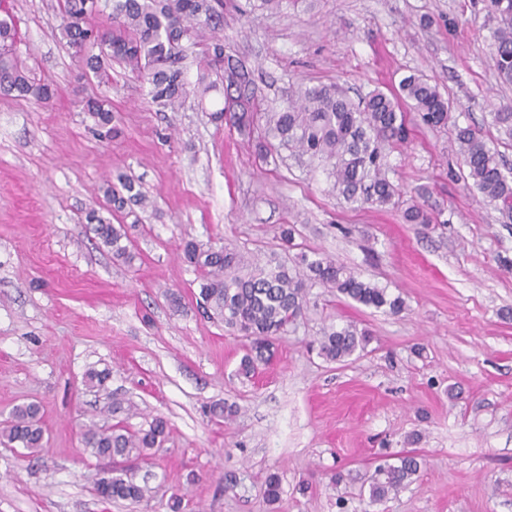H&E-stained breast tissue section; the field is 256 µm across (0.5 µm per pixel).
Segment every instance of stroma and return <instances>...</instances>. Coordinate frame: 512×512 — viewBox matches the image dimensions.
Here are the masks:
<instances>
[{"mask_svg":"<svg viewBox=\"0 0 512 512\" xmlns=\"http://www.w3.org/2000/svg\"><path fill=\"white\" fill-rule=\"evenodd\" d=\"M20 59L49 79V106L0 95V421L40 404L48 437L31 453L0 444V512H512V224L466 180L455 125L512 141L490 114L512 103L492 66L485 0H284L251 17L224 11V44L250 71L261 108L300 86L333 85L352 101L417 73L451 102V122L408 115L410 136L387 152L398 205L360 207L326 171L252 142L211 114L220 92L175 112L145 100L139 79L113 64L103 84L59 36L56 0H9ZM107 100L118 136L99 140L81 110ZM123 173L151 201L112 216L136 254L116 262L83 220L107 180ZM419 204L432 224H409ZM295 228L282 248L281 225ZM193 238L263 263L328 255L406 302L385 315L314 286L308 310L251 378L238 376L246 341L204 318L198 274L180 244ZM181 295L173 310L166 291ZM369 329L365 351L328 362L309 347L323 326ZM135 403L130 428L163 416L168 434L132 464L149 499L106 501L90 480L101 462L81 427L95 406L87 369ZM236 404L232 420L206 406ZM421 469L383 502L368 478L408 452ZM277 474L278 502L264 480ZM233 476L225 486V476Z\"/></svg>","mask_w":512,"mask_h":512,"instance_id":"1","label":"stroma"}]
</instances>
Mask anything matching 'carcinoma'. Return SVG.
Returning a JSON list of instances; mask_svg holds the SVG:
<instances>
[{"label":"carcinoma","mask_w":512,"mask_h":512,"mask_svg":"<svg viewBox=\"0 0 512 512\" xmlns=\"http://www.w3.org/2000/svg\"><path fill=\"white\" fill-rule=\"evenodd\" d=\"M63 24L61 37L74 51L82 67L101 80L109 79L111 62L121 63L140 78L146 97L159 112H174L189 96L205 98L222 88V107L214 120H229L240 133L257 134L258 152L266 157L272 148L289 149L300 157L324 162L334 178L336 192L349 203L396 205L400 190L386 172V150L408 138L407 115L403 106L416 112L429 127L448 124L451 105L437 85L409 75L395 89L374 91L355 104L334 86L303 87L295 91L287 106L278 112H259L249 72L224 54V38L219 26L224 16V0H58ZM495 26L492 29L493 67L499 79L512 84V0H490ZM97 19L98 25L91 24ZM18 26L12 9L0 0V93L46 103L54 96L52 84L26 69L18 56ZM206 45L200 58V75L188 79L189 51ZM213 74L216 80L207 81ZM83 111L93 119L94 133L110 140L119 133L112 125V109L99 98H88ZM492 124L512 139V108L491 113ZM457 152L468 170V178L503 217L512 220V175L505 172L497 149L488 145L481 132L470 125L455 126ZM120 188L107 186V211L120 213L130 204L147 206L149 200L130 178H119ZM409 224H430L433 217L413 204L403 214ZM85 222L103 245L112 249L115 260L131 264L134 253L123 243L124 225L113 224L99 210L85 213ZM185 262L199 273V303L203 313L224 323V327L245 337L249 344L237 373L250 377L274 354L273 339L288 332V326L302 317L309 290L319 284L332 288L352 301L392 315L405 310V301L387 289L362 279L329 257L300 256L305 271L283 263L248 268L247 258L220 246L185 239L181 245ZM371 334L352 323L322 327L311 342L312 349L329 362H343L364 350ZM109 374L90 369L84 386L96 394L99 413L106 417L134 415V405L106 392ZM237 412L234 404L213 403L210 419L220 422ZM41 407L28 403L14 407L0 426V439L35 451L43 447ZM167 434V420L155 416L147 427L130 431L121 425L92 423L82 431L84 447L100 459L113 462L146 459L150 450L161 446ZM420 470L417 457L398 458L395 464L379 465L368 480L369 500L380 502L405 489ZM93 483L106 500L140 502L149 497L148 483L135 481L123 469L97 472Z\"/></svg>","instance_id":"carcinoma-1"}]
</instances>
